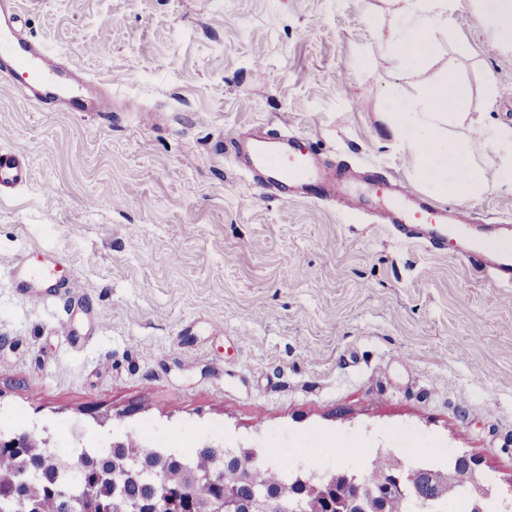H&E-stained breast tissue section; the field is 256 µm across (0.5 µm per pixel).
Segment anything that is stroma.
Instances as JSON below:
<instances>
[{"label":"stroma","mask_w":512,"mask_h":512,"mask_svg":"<svg viewBox=\"0 0 512 512\" xmlns=\"http://www.w3.org/2000/svg\"><path fill=\"white\" fill-rule=\"evenodd\" d=\"M374 2L21 0L31 34L119 110L38 109L0 82V147L30 169L0 192V427L73 459L125 439L322 466L464 452L512 488V288L332 206L265 198L224 152L276 120L425 192L380 119L422 80L384 52ZM460 41L466 111L512 127V55L474 0L438 37ZM31 251L70 265L71 297L28 299L15 263Z\"/></svg>","instance_id":"1"}]
</instances>
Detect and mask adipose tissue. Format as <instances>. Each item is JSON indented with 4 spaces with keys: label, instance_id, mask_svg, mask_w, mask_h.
Masks as SVG:
<instances>
[{
    "label": "adipose tissue",
    "instance_id": "adipose-tissue-1",
    "mask_svg": "<svg viewBox=\"0 0 512 512\" xmlns=\"http://www.w3.org/2000/svg\"><path fill=\"white\" fill-rule=\"evenodd\" d=\"M392 17L386 52L401 72L435 79L411 99L389 94L381 119L392 138L436 195L477 196L492 186L512 188V128L485 133L464 110L469 96L458 75L465 43L452 51L438 47L447 32L453 0H385ZM494 162H487V155Z\"/></svg>",
    "mask_w": 512,
    "mask_h": 512
}]
</instances>
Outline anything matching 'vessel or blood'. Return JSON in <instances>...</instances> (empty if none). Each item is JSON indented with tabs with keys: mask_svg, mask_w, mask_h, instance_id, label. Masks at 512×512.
I'll use <instances>...</instances> for the list:
<instances>
[{
	"mask_svg": "<svg viewBox=\"0 0 512 512\" xmlns=\"http://www.w3.org/2000/svg\"><path fill=\"white\" fill-rule=\"evenodd\" d=\"M20 22V0H0V82L13 85L21 99L40 108L99 114L115 110L111 94L60 62L46 44L29 38ZM235 156L264 194L337 206L355 220L386 225L398 242L418 243L436 253L453 250L492 286L512 288L511 218L476 220L466 206L437 203L394 175L355 172L302 136L273 133L263 124L239 130ZM29 176L21 151L0 148V187L23 185ZM17 271L57 292L70 286L69 270L56 258L23 261Z\"/></svg>",
	"mask_w": 512,
	"mask_h": 512,
	"instance_id": "1",
	"label": "vessel or blood"
}]
</instances>
